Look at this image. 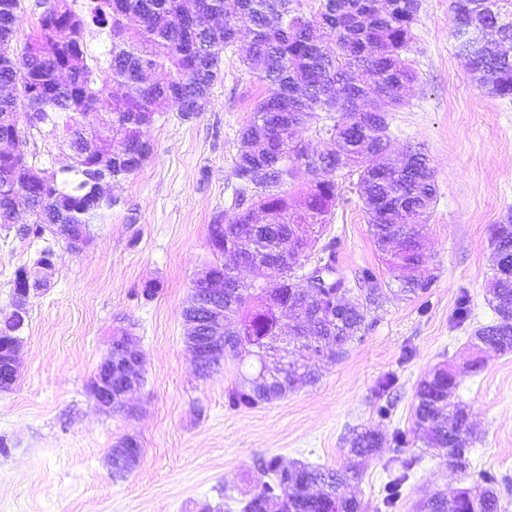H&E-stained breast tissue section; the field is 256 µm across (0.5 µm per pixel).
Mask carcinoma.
<instances>
[{"label": "carcinoma", "mask_w": 512, "mask_h": 512, "mask_svg": "<svg viewBox=\"0 0 512 512\" xmlns=\"http://www.w3.org/2000/svg\"><path fill=\"white\" fill-rule=\"evenodd\" d=\"M22 0H0V85L14 92L0 95V134L24 145L47 128L62 133L72 151L71 163L50 171V185L30 182L25 159L0 157V229L10 230L14 198L28 187L31 224L17 235L37 238L57 225L90 235V226L112 208L93 181H114L134 173L152 153L147 129L155 118L177 107L189 120L204 111L221 69L224 52L238 47L239 35L252 34L240 49V61L260 67L257 77L266 95L253 107L241 133L234 175V211L216 215L209 224V265L224 276L237 259L251 266V279L235 276L242 296L224 301V352L207 371L224 361L244 363L260 352L304 351L311 358L327 353L343 360L361 340L371 307L384 296L381 282L366 272L367 293L358 300L344 280L323 288L325 298L307 301L292 269L270 287L257 256L288 249L293 224H306L308 260L323 236L336 203L341 172L357 173V192L373 244L389 270L401 271V292L418 296L430 283L411 272L427 258L425 214L436 201L434 170L419 149H409L399 164L387 158L389 113L408 103L416 73L406 54L413 41L419 0H319L304 12L295 0H237V10H224V0H88L83 13L59 0L61 9L39 16L38 25L17 47L16 24ZM452 35L459 53L469 60L476 87L512 98V0H451ZM96 27L111 36L108 67L88 56L85 34ZM166 71L164 82L148 84L145 73ZM123 92H107V83ZM340 117H335V114ZM313 127L331 149L309 152L295 139L300 127ZM304 166L314 175L298 200L288 186ZM261 212L279 225L271 234L252 230L239 208ZM512 210L491 228L503 254L512 256ZM495 318L477 327L472 346L484 352H512V274L501 272L486 289ZM248 372L227 392L228 406L251 409L286 397L302 384H315L320 374L290 359L274 369L269 382L250 387ZM457 372L446 364L422 378L415 391V431L456 470L470 466L468 454L476 437L470 414L450 399ZM383 437L363 428L347 448L350 462L329 468L307 462L288 466L277 457L255 463L256 491L242 512H364L360 498L344 489L362 481L354 463L382 448ZM414 462L389 473L382 503L394 508L403 498ZM498 481L484 474L483 484L438 490L418 499L414 512H500Z\"/></svg>", "instance_id": "obj_1"}]
</instances>
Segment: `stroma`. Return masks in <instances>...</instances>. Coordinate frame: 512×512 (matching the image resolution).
Returning <instances> with one entry per match:
<instances>
[{
	"instance_id": "obj_1",
	"label": "stroma",
	"mask_w": 512,
	"mask_h": 512,
	"mask_svg": "<svg viewBox=\"0 0 512 512\" xmlns=\"http://www.w3.org/2000/svg\"><path fill=\"white\" fill-rule=\"evenodd\" d=\"M420 3L408 54L417 80L408 104L391 113L389 134L392 156L419 146L435 169L437 201L427 216L433 254L421 271L427 293H400L373 245L356 176L339 177L322 236L334 245L336 272L358 296L367 270L388 288L361 341L323 366L316 385L253 409L227 405L236 363L195 375L182 310L210 258L208 226L235 203L241 132L264 92L238 54L225 52L205 110L185 120L172 109L151 126L152 154L113 184L112 208L92 225L88 245L54 243L51 285L33 298L22 333L20 374L0 392V512H240L254 492L256 459L339 468L353 430L364 427L385 437L359 485L365 502L380 504L390 437L412 430L416 386L445 362L458 370L455 396L477 436L471 466L459 472L439 449L410 440L401 457L417 463L395 512L486 473L499 481L500 512H512V352L484 355L479 371L466 368L477 356L472 332L494 317L486 286L491 228L512 208V101L471 83L452 35L451 0ZM26 151L39 168L69 163L58 135H34ZM38 247L0 230V318L12 311L16 270ZM151 282L158 291L144 296ZM125 319L144 353L143 381L128 397L132 413H107L89 382ZM387 378L390 388L379 391ZM126 436L139 441L141 455L118 477L108 454Z\"/></svg>"
}]
</instances>
